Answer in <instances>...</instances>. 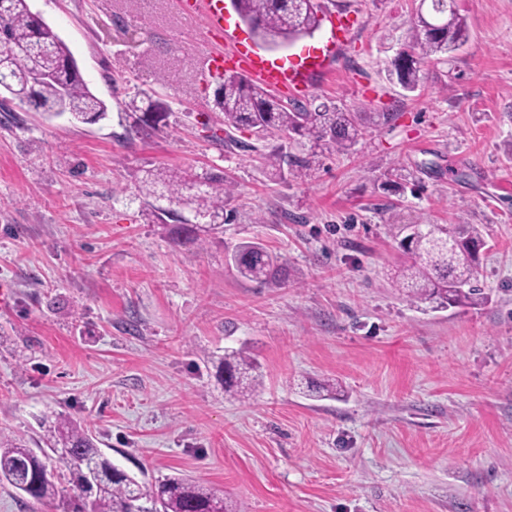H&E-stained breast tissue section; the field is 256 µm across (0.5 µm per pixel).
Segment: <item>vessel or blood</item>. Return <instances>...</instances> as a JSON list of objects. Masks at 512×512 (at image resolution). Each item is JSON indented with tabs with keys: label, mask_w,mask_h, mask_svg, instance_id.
Masks as SVG:
<instances>
[{
	"label": "vessel or blood",
	"mask_w": 512,
	"mask_h": 512,
	"mask_svg": "<svg viewBox=\"0 0 512 512\" xmlns=\"http://www.w3.org/2000/svg\"><path fill=\"white\" fill-rule=\"evenodd\" d=\"M182 4L187 12L204 17L209 32L229 42L226 50L203 60V69L220 70L229 64L265 86L282 91L309 88L315 74L330 71L349 36L344 12L330 14L328 22L335 33L334 41L322 48H309L298 61L276 63L230 33L224 0H182Z\"/></svg>",
	"instance_id": "vessel-or-blood-1"
}]
</instances>
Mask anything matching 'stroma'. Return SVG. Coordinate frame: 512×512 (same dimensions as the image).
<instances>
[{"label":"stroma","instance_id":"obj_1","mask_svg":"<svg viewBox=\"0 0 512 512\" xmlns=\"http://www.w3.org/2000/svg\"><path fill=\"white\" fill-rule=\"evenodd\" d=\"M348 11L334 69L285 105L386 112L347 154L316 156L225 126L222 49L177 0H30L66 43L104 119L50 117L0 92V435L33 449L63 417L146 482L187 476L242 512H512V0H458L467 43L388 77L419 0H318ZM166 118L141 129L132 98ZM275 151L303 158L272 175ZM218 174L223 227L177 241L138 190L146 170ZM470 224L485 245L474 306L431 310L391 283L399 224ZM244 240L285 280L241 279ZM245 349L263 383L225 396ZM0 482V512H72ZM224 393L239 401L250 399L262 384L255 359L243 350L224 352V359L218 365Z\"/></svg>","mask_w":512,"mask_h":512}]
</instances>
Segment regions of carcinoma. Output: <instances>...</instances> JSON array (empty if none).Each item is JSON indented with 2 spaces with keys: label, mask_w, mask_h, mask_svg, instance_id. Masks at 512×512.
<instances>
[{
  "label": "carcinoma",
  "mask_w": 512,
  "mask_h": 512,
  "mask_svg": "<svg viewBox=\"0 0 512 512\" xmlns=\"http://www.w3.org/2000/svg\"><path fill=\"white\" fill-rule=\"evenodd\" d=\"M243 21L262 42L286 46L301 36L312 35L320 25L318 5L309 0H233ZM432 17L417 13L404 36L402 51L391 62V74L408 91L422 80L420 65L440 59L469 38L468 24L458 12L448 13V0H430ZM67 45L51 28L42 31L30 10L29 0H0V87L44 114L68 112L83 123H95L106 115L105 103L93 94L77 69ZM40 67L52 74L34 97H29L28 77ZM224 123L249 128L261 135L296 138L297 144L330 153H347L357 143L360 126L369 117L359 112H339L324 106L314 111L297 105L289 108L250 80L229 75L216 93ZM296 167L302 174L306 161L291 155H269L266 165ZM146 194L154 198L157 218L173 214L185 205L199 222L179 225L184 241H201L200 232L224 224V207L233 193L224 177L206 175L194 179L178 172L148 171L142 180ZM410 230L400 240L409 260L395 273L393 284L412 303L433 309L476 305L481 300L477 280L478 258L473 245L480 240L474 229L456 224H405ZM238 274L262 285L285 274L279 257L253 241L241 243L231 256ZM224 393L239 401L250 399L262 384L255 359L243 350L226 351L218 365ZM50 444L69 469L74 487L91 500L93 512H232L224 497L194 480L171 477L159 484L138 480L117 467L97 448L93 438L71 421L54 428ZM0 481L16 487L27 484L26 495L42 502L58 494L55 477L33 449L0 438Z\"/></svg>",
  "instance_id": "cac0c4a2"
}]
</instances>
